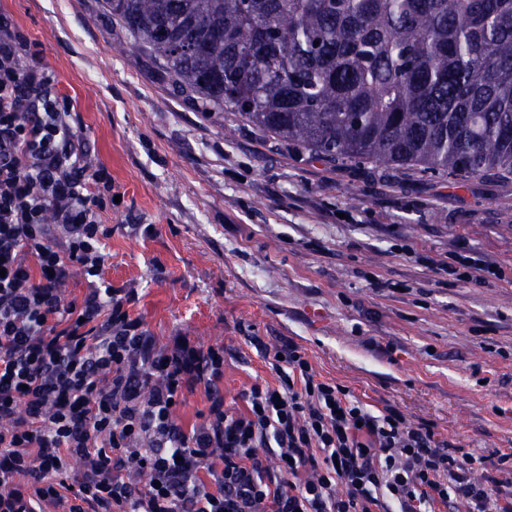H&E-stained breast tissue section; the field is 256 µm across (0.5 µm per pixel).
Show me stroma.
<instances>
[{
    "label": "stroma",
    "mask_w": 512,
    "mask_h": 512,
    "mask_svg": "<svg viewBox=\"0 0 512 512\" xmlns=\"http://www.w3.org/2000/svg\"><path fill=\"white\" fill-rule=\"evenodd\" d=\"M73 99L119 203L104 277L135 291L159 343L224 347V403L274 382L282 340L374 413L397 408L449 447L512 449V176L458 184L352 166L201 112L131 46L104 0H0ZM497 265L435 270L458 245ZM452 263L441 261L436 263V269L456 275L460 281L472 284L485 283L490 277L497 276L498 271L491 263L471 256L467 251L451 254Z\"/></svg>",
    "instance_id": "obj_1"
}]
</instances>
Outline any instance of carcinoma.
I'll return each instance as SVG.
<instances>
[{
    "instance_id": "obj_1",
    "label": "carcinoma",
    "mask_w": 512,
    "mask_h": 512,
    "mask_svg": "<svg viewBox=\"0 0 512 512\" xmlns=\"http://www.w3.org/2000/svg\"><path fill=\"white\" fill-rule=\"evenodd\" d=\"M202 110L327 162L512 174V0H105Z\"/></svg>"
}]
</instances>
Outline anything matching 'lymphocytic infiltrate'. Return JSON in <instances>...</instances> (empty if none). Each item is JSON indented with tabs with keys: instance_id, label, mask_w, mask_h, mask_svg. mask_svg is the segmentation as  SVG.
<instances>
[{
	"instance_id": "1",
	"label": "lymphocytic infiltrate",
	"mask_w": 512,
	"mask_h": 512,
	"mask_svg": "<svg viewBox=\"0 0 512 512\" xmlns=\"http://www.w3.org/2000/svg\"><path fill=\"white\" fill-rule=\"evenodd\" d=\"M0 16V512H512V452L448 447L400 411L317 380L277 346L276 384L224 404V350L159 346L132 291L103 277L112 176L74 130L73 100ZM81 301L62 288L73 275ZM202 392L205 410L176 414Z\"/></svg>"
}]
</instances>
